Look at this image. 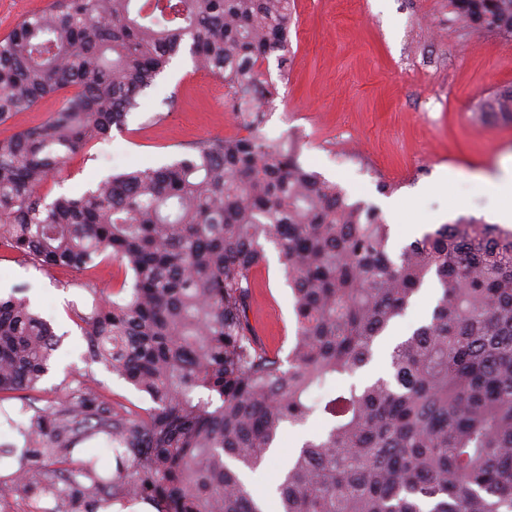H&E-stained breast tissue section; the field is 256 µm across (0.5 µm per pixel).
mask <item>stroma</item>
Wrapping results in <instances>:
<instances>
[{
	"label": "stroma",
	"mask_w": 512,
	"mask_h": 512,
	"mask_svg": "<svg viewBox=\"0 0 512 512\" xmlns=\"http://www.w3.org/2000/svg\"><path fill=\"white\" fill-rule=\"evenodd\" d=\"M448 0H294L287 74L276 61L265 77L285 96L286 113L272 112L271 138L299 140L300 160L350 199L378 207L390 227L389 246L399 252L410 238L401 231L413 219L418 232L459 219L491 222L496 201L476 182L512 161V121L474 118L477 106L512 88V41L458 27ZM221 81L197 71L189 54L175 59L144 94L142 106L122 129L72 155L43 188L47 196L81 192L90 182L130 166L158 167L178 159L186 145L238 134L224 104ZM392 185L389 194L379 184ZM253 278L250 318L265 342L288 350L294 334V299L275 249ZM105 261L67 287L70 273L41 271L0 251V294L24 284L58 338L59 366L36 390L6 400L42 409L65 386V366L80 365L85 341L75 311L120 279ZM435 293H419L381 337L371 363L337 376L333 387L363 386L387 376L389 354L401 334L426 319ZM325 428L318 416L284 427L266 464L247 487L260 501L277 487L301 443Z\"/></svg>",
	"instance_id": "stroma-1"
}]
</instances>
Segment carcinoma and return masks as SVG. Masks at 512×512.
I'll return each mask as SVG.
<instances>
[{
	"label": "carcinoma",
	"instance_id": "1",
	"mask_svg": "<svg viewBox=\"0 0 512 512\" xmlns=\"http://www.w3.org/2000/svg\"><path fill=\"white\" fill-rule=\"evenodd\" d=\"M465 29L512 40V0H450ZM293 0H52L0 37V123L47 98L44 122L0 139V250L42 270L112 259L131 280L77 314L86 368L148 395L134 410L73 377L52 406L3 408L25 447L81 462L94 494L158 512H263L243 472L285 425L315 412L277 487L279 512H512V231L461 219L395 256L378 210L260 134L262 67L288 64ZM189 52L224 83L244 136L194 143L170 165L129 168L78 194L42 188L107 138ZM480 111L512 120V89ZM278 251L294 297L288 361L249 317L252 275ZM431 281L429 319L362 388L309 395L373 356ZM51 325L17 289L0 297V401L51 369ZM51 489L20 470L0 497Z\"/></svg>",
	"mask_w": 512,
	"mask_h": 512
}]
</instances>
